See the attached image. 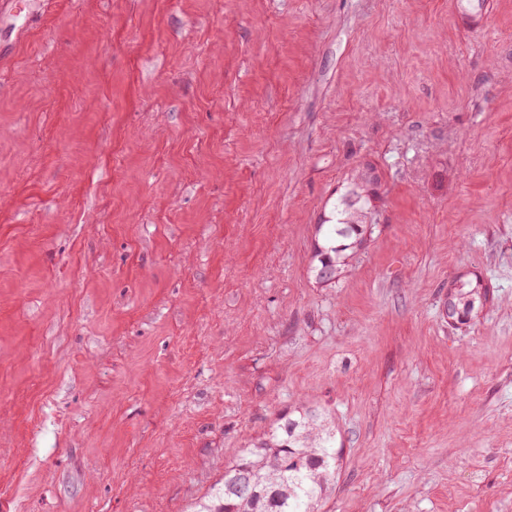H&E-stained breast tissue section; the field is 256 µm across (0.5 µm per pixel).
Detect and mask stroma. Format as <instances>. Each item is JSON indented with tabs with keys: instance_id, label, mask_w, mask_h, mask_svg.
<instances>
[{
	"instance_id": "35a3bbf8",
	"label": "stroma",
	"mask_w": 512,
	"mask_h": 512,
	"mask_svg": "<svg viewBox=\"0 0 512 512\" xmlns=\"http://www.w3.org/2000/svg\"><path fill=\"white\" fill-rule=\"evenodd\" d=\"M489 3L0 22V512H195L298 407L342 450L322 512H512V0ZM350 188L365 242L321 281Z\"/></svg>"
}]
</instances>
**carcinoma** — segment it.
I'll return each instance as SVG.
<instances>
[{"instance_id":"1","label":"carcinoma","mask_w":512,"mask_h":512,"mask_svg":"<svg viewBox=\"0 0 512 512\" xmlns=\"http://www.w3.org/2000/svg\"><path fill=\"white\" fill-rule=\"evenodd\" d=\"M340 218L327 225L318 251L321 265L340 269L346 251L362 241V225L351 222L347 199L337 204ZM479 292L450 299L454 310H472ZM336 440L310 414L287 418L265 440L241 451L225 467L224 481L200 512H321L336 472Z\"/></svg>"}]
</instances>
